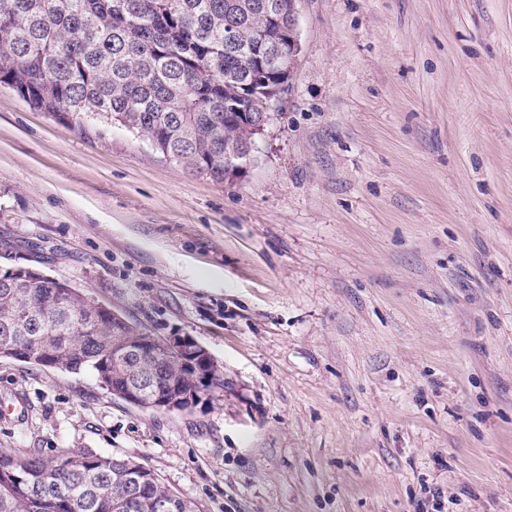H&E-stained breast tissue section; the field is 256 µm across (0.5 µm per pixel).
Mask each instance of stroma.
Masks as SVG:
<instances>
[{
  "instance_id": "obj_1",
  "label": "stroma",
  "mask_w": 512,
  "mask_h": 512,
  "mask_svg": "<svg viewBox=\"0 0 512 512\" xmlns=\"http://www.w3.org/2000/svg\"><path fill=\"white\" fill-rule=\"evenodd\" d=\"M241 175L0 85V257L224 391L144 410L0 358V448L131 457L199 512H512V0H299Z\"/></svg>"
}]
</instances>
